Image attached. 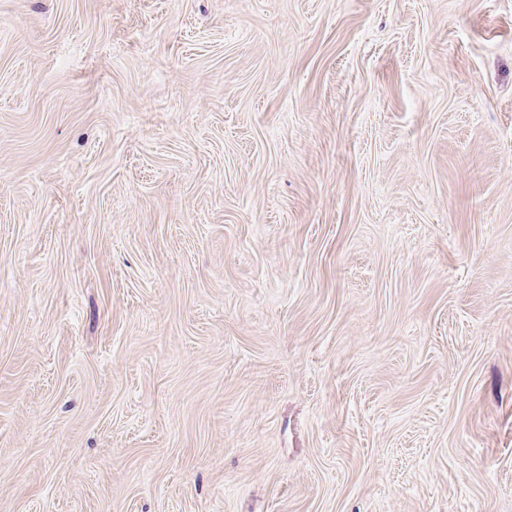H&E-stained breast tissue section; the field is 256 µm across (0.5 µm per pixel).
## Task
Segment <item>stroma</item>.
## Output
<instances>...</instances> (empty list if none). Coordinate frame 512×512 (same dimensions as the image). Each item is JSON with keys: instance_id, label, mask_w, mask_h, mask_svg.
Listing matches in <instances>:
<instances>
[{"instance_id": "obj_1", "label": "stroma", "mask_w": 512, "mask_h": 512, "mask_svg": "<svg viewBox=\"0 0 512 512\" xmlns=\"http://www.w3.org/2000/svg\"><path fill=\"white\" fill-rule=\"evenodd\" d=\"M0 512H512V0H0Z\"/></svg>"}]
</instances>
